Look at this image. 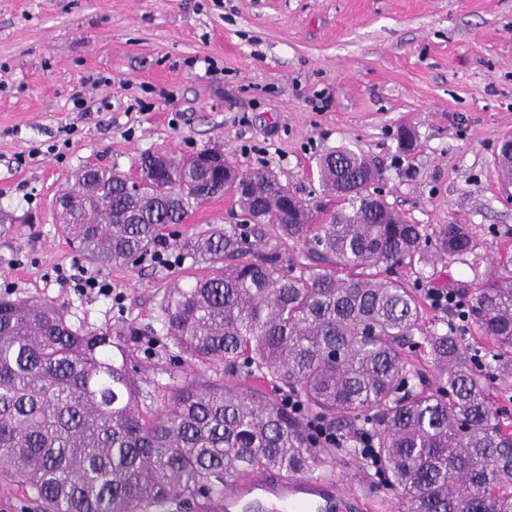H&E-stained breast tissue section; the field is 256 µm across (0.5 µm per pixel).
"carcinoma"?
<instances>
[{
    "label": "carcinoma",
    "mask_w": 512,
    "mask_h": 512,
    "mask_svg": "<svg viewBox=\"0 0 512 512\" xmlns=\"http://www.w3.org/2000/svg\"><path fill=\"white\" fill-rule=\"evenodd\" d=\"M138 165L137 193L110 168L78 175L61 199L84 204L61 231L91 264L137 265L207 193H232L251 223L174 243L207 272L162 299L166 336L212 375L169 374L149 414L124 328H76L53 300L0 297V478L47 512H166L182 500L209 512L229 474L316 473L335 437L375 462L373 489L406 512H512V419L488 383L512 377V259L484 264L469 224L428 234L411 223L369 192L380 170L346 147L317 161L340 203L324 223L266 168L160 151ZM266 224L303 244V259L260 251L250 237ZM431 255L470 270L450 290L464 305L458 329L427 317ZM472 339L487 346L481 360ZM222 364L266 379L275 397L224 383Z\"/></svg>",
    "instance_id": "carcinoma-1"
}]
</instances>
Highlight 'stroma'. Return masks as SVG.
<instances>
[{
    "label": "stroma",
    "instance_id": "stroma-1",
    "mask_svg": "<svg viewBox=\"0 0 512 512\" xmlns=\"http://www.w3.org/2000/svg\"><path fill=\"white\" fill-rule=\"evenodd\" d=\"M509 136L512 0H0V296L56 300L77 327L133 325V374L157 409L159 385L187 368L162 299L201 266L170 247L134 268L81 259L55 205L73 174L132 176L144 152L217 145L241 171L268 168L332 210L316 160L346 146L381 170L372 192L428 231L472 225L493 262L512 254L497 160ZM241 221L227 193L174 231ZM329 454L359 495L352 512H404L368 495L372 464Z\"/></svg>",
    "mask_w": 512,
    "mask_h": 512
}]
</instances>
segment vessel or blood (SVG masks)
Returning <instances> with one entry per match:
<instances>
[{
	"label": "vessel or blood",
	"mask_w": 512,
	"mask_h": 512,
	"mask_svg": "<svg viewBox=\"0 0 512 512\" xmlns=\"http://www.w3.org/2000/svg\"><path fill=\"white\" fill-rule=\"evenodd\" d=\"M353 501L346 486L325 476L288 475L256 468L227 480L215 512H348Z\"/></svg>",
	"instance_id": "b4317fda"
}]
</instances>
